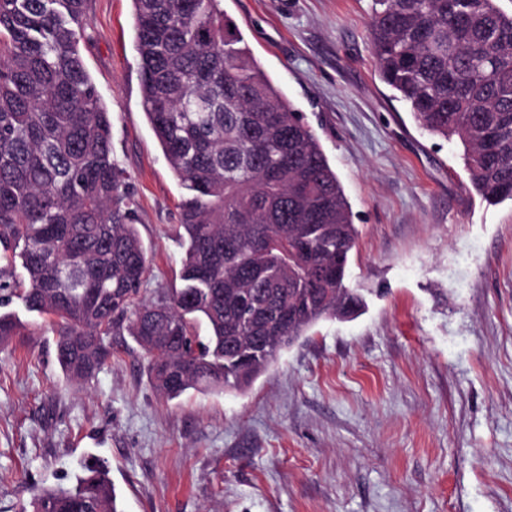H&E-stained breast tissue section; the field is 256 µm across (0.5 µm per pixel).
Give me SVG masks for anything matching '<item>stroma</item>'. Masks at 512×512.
I'll return each mask as SVG.
<instances>
[{
    "instance_id": "stroma-1",
    "label": "stroma",
    "mask_w": 512,
    "mask_h": 512,
    "mask_svg": "<svg viewBox=\"0 0 512 512\" xmlns=\"http://www.w3.org/2000/svg\"><path fill=\"white\" fill-rule=\"evenodd\" d=\"M373 0H222L315 131L359 235L364 309L320 322L245 392L165 399L120 336L67 382L27 312L0 350V512L103 461L122 512H512V201L484 202L463 148L380 79ZM89 71L150 260L180 287L185 195L145 117L131 0H89Z\"/></svg>"
}]
</instances>
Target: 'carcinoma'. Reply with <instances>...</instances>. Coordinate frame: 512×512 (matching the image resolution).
<instances>
[{"mask_svg": "<svg viewBox=\"0 0 512 512\" xmlns=\"http://www.w3.org/2000/svg\"><path fill=\"white\" fill-rule=\"evenodd\" d=\"M220 2L132 0L144 112L185 190L183 285L146 302L134 202L80 49L88 0H0V347L23 335L6 310L17 299L55 318L68 381L95 378L127 334L175 399L241 391L319 322L364 306L340 180ZM373 3L382 81L422 129L462 143L485 201L512 200V13L498 0ZM20 512L122 510L95 459Z\"/></svg>", "mask_w": 512, "mask_h": 512, "instance_id": "cac0c4a2", "label": "carcinoma"}]
</instances>
